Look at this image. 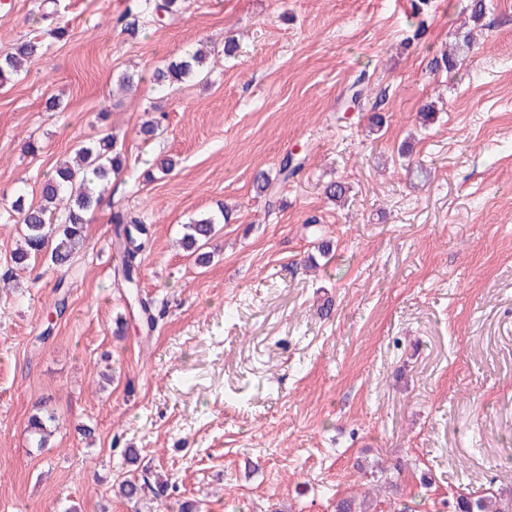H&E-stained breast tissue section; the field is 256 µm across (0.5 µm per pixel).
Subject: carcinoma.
Returning <instances> with one entry per match:
<instances>
[{
  "instance_id": "cac0c4a2",
  "label": "carcinoma",
  "mask_w": 512,
  "mask_h": 512,
  "mask_svg": "<svg viewBox=\"0 0 512 512\" xmlns=\"http://www.w3.org/2000/svg\"><path fill=\"white\" fill-rule=\"evenodd\" d=\"M181 0H138L135 9L139 14L150 15L152 22L163 24L179 12ZM473 31L458 38L447 53L430 62L433 70L455 68L459 57L474 46ZM43 51V43L37 39L17 42L0 52V85L19 76ZM210 51L204 47L185 50L180 56L154 69L150 78L151 91L164 96H173L191 81L207 79ZM138 136L145 143L157 139L165 114L145 112ZM303 167V162L287 155L280 162L275 175L259 170L254 175L256 189L265 193L273 181H288ZM126 168V156L117 136L107 133L98 141L79 146L74 157L59 163L46 175L41 183L40 199L27 201L22 193L0 204V223L19 224L20 244L12 252L10 260L15 268H25L31 260L44 259L55 268H71L75 255L85 240L87 214L104 201L108 185ZM175 168V161L169 157H157L152 168L143 172L146 182L166 176ZM112 206L113 246L118 257L115 275L127 289L126 303L138 308L142 326L146 333L155 331L157 316L151 304L141 297L139 278L141 258L149 242V228L137 213L126 208L122 200L110 201ZM225 220L224 207L218 212L201 214L184 225L182 244L185 250L196 255L199 265L210 262L211 253L204 251L216 233V225ZM56 418L51 414L36 411L27 421V430L36 447H47L50 438L58 430ZM118 495L125 501H139L150 496L164 501L171 495V486L158 479L138 480L128 478L119 484ZM373 500L365 494L361 501L342 498L336 501L335 512H369ZM456 512H512V495L503 497L493 492L484 496L461 495L456 501Z\"/></svg>"
}]
</instances>
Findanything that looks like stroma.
Here are the masks:
<instances>
[{
  "instance_id": "35a3bbf8",
  "label": "stroma",
  "mask_w": 512,
  "mask_h": 512,
  "mask_svg": "<svg viewBox=\"0 0 512 512\" xmlns=\"http://www.w3.org/2000/svg\"><path fill=\"white\" fill-rule=\"evenodd\" d=\"M41 2L0 7V51L43 34ZM132 3L59 0L68 36L0 87V198L38 200L43 177L109 128L129 165L174 157L138 191L111 185L147 218L141 293L164 316L148 335L127 307L106 205L68 272L39 261L0 291V512H334L373 484L376 512H456L459 495L512 491V0H486L478 28L468 0H427L418 19L411 0H183L134 38L117 22ZM472 28L457 69L431 71ZM200 42L216 49L207 82L164 102L163 132L143 144L154 98L113 94L115 77ZM53 95L62 111L46 110ZM289 152L302 172L256 193L255 171ZM331 181L349 186L345 203L325 198ZM221 204L231 217L203 267L179 240ZM40 403L60 423L44 449L27 431ZM143 474L173 485L163 506L115 497Z\"/></svg>"
}]
</instances>
